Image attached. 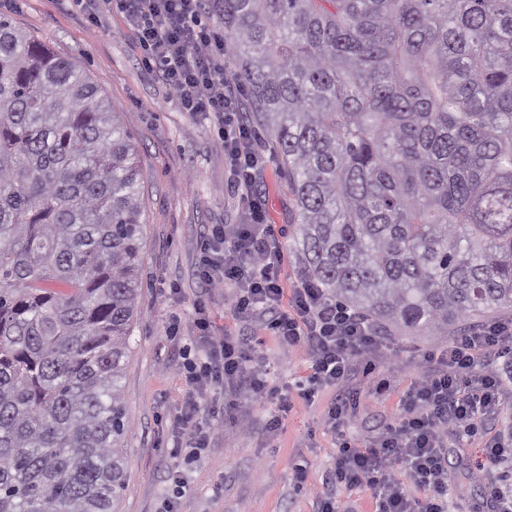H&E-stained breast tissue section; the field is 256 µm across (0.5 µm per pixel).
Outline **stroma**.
Segmentation results:
<instances>
[{"label": "stroma", "instance_id": "1", "mask_svg": "<svg viewBox=\"0 0 512 512\" xmlns=\"http://www.w3.org/2000/svg\"><path fill=\"white\" fill-rule=\"evenodd\" d=\"M0 13L59 54L77 59L139 150L145 214L142 288L122 381L132 427L124 442L126 489L117 512H156L171 495V477L178 471L187 482L180 512H316V497L328 490L336 457V436L324 423L334 390L320 392L313 402L296 403L274 436L265 429L274 404L226 389L209 390L199 400L202 413L219 407L226 411L215 442L184 472L171 452L172 417L187 389L185 357L201 350L192 328L195 303H205L219 329L268 352L269 384L293 385L310 370L305 348L281 350L263 319L232 317L225 303L228 289L207 291L198 279L204 228L242 221L220 139L207 122L183 112L174 90L145 64L122 13L104 14L95 25L71 0H0ZM264 190L271 223L291 231L296 212L278 163H270ZM457 336L451 328L434 334L396 331L386 337V350L347 384L356 399L350 434L362 440L379 436L414 376L429 367V355ZM492 369L506 388L498 420H477L469 437L448 439V484L469 486L465 496H449L450 512H488L480 483L468 475L479 448L512 422V363L498 360ZM299 465L305 469L300 482L294 477Z\"/></svg>", "mask_w": 512, "mask_h": 512}]
</instances>
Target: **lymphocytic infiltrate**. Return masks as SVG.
Returning <instances> with one entry per match:
<instances>
[{
  "instance_id": "f902f5d3",
  "label": "lymphocytic infiltrate",
  "mask_w": 512,
  "mask_h": 512,
  "mask_svg": "<svg viewBox=\"0 0 512 512\" xmlns=\"http://www.w3.org/2000/svg\"><path fill=\"white\" fill-rule=\"evenodd\" d=\"M80 10L99 18L118 9L145 52V62L175 91L184 112L208 121L224 141V162L239 190L245 215L241 224H216L206 235L200 264L206 287L226 288L234 316L248 321L264 316L266 328L282 348H307L310 373L295 389L269 386L268 357L246 348L217 329L205 307H197L194 326L204 352L188 363L190 394L175 417L188 438L178 447L184 465L196 464L210 448L215 430L197 425V398L213 385L236 388L272 402L278 413L267 423L276 432L295 399L313 401L319 391L337 389L327 423L336 434L334 483L376 492L375 512H448V436L468 434L476 417L499 415L504 390L490 371L492 360L512 357V321L486 324L439 349L432 368L417 375L404 394L394 419L377 440L355 442L346 433L354 415V398L342 386L355 369L356 355L380 350L382 344L354 310L331 304L309 279L285 288L284 254L279 232L267 218L266 198L258 191L266 160L240 105V90L226 73L224 30L202 18L201 0H74ZM406 464L405 480L393 477L390 465ZM512 466V425L503 427L481 449L474 473L491 512H512V488L496 471ZM422 496H414V489Z\"/></svg>"
}]
</instances>
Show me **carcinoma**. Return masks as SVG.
I'll return each mask as SVG.
<instances>
[{
    "label": "carcinoma",
    "instance_id": "carcinoma-1",
    "mask_svg": "<svg viewBox=\"0 0 512 512\" xmlns=\"http://www.w3.org/2000/svg\"><path fill=\"white\" fill-rule=\"evenodd\" d=\"M298 268L381 332L512 311V0H220ZM138 150L0 14V512H114L140 294Z\"/></svg>",
    "mask_w": 512,
    "mask_h": 512
}]
</instances>
